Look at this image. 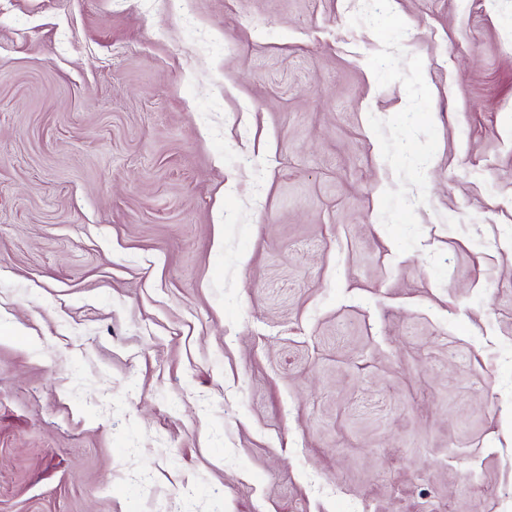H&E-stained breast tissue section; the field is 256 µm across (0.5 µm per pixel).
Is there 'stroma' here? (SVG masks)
I'll return each instance as SVG.
<instances>
[{"instance_id": "1", "label": "stroma", "mask_w": 512, "mask_h": 512, "mask_svg": "<svg viewBox=\"0 0 512 512\" xmlns=\"http://www.w3.org/2000/svg\"><path fill=\"white\" fill-rule=\"evenodd\" d=\"M0 0V512H512V0Z\"/></svg>"}]
</instances>
